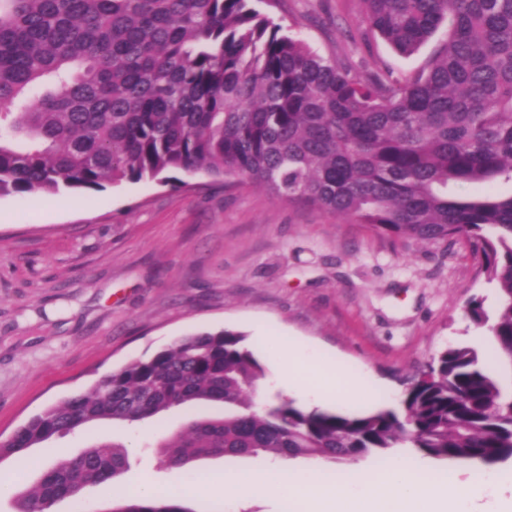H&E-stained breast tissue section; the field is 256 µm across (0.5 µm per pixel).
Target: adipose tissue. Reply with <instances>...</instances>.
I'll return each instance as SVG.
<instances>
[{"mask_svg": "<svg viewBox=\"0 0 512 512\" xmlns=\"http://www.w3.org/2000/svg\"><path fill=\"white\" fill-rule=\"evenodd\" d=\"M274 344L284 357V376L289 391L310 395L323 402L336 403L350 396L366 404L373 401L376 388L369 379L344 378L340 364L335 361H311L290 338H276Z\"/></svg>", "mask_w": 512, "mask_h": 512, "instance_id": "obj_1", "label": "adipose tissue"}]
</instances>
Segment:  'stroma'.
<instances>
[{"label": "stroma", "instance_id": "35a3bbf8", "mask_svg": "<svg viewBox=\"0 0 512 512\" xmlns=\"http://www.w3.org/2000/svg\"><path fill=\"white\" fill-rule=\"evenodd\" d=\"M258 8L321 56L359 74L424 68L447 26L412 56L381 38L363 42L359 0H260ZM499 307L480 254L466 239L399 241L300 201L277 200L234 177L122 182L98 193L0 198V440L45 406L88 390L127 362L182 336L230 329L264 370L256 396L281 394L267 343L288 336L316 359L339 360L348 377L379 386L378 407L398 406L410 378L477 328L472 296ZM224 406H180L127 425L96 423L28 449L22 484L55 457L104 442L126 445L123 484H172L156 446L190 419ZM249 456L191 463L193 512H273L277 489L228 501L205 476L254 465Z\"/></svg>", "mask_w": 512, "mask_h": 512}]
</instances>
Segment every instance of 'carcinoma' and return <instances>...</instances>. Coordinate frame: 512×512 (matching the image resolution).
<instances>
[{
	"label": "carcinoma",
	"instance_id": "carcinoma-1",
	"mask_svg": "<svg viewBox=\"0 0 512 512\" xmlns=\"http://www.w3.org/2000/svg\"><path fill=\"white\" fill-rule=\"evenodd\" d=\"M369 31L401 55L444 22L423 70L362 78L282 33L253 0H0V197L103 190L175 174L237 177L395 239H467L502 303L463 315L489 326L512 367V194L459 199L448 184L512 182V0H360ZM245 335L183 336L0 441V460L97 422L133 424L172 407L224 403L161 444L162 463L224 455L353 463L394 448L490 466L512 459V388L476 347L450 345L407 384L400 406L364 415L258 406L263 367ZM125 446L59 456L15 512L117 483ZM171 488L112 512H192Z\"/></svg>",
	"mask_w": 512,
	"mask_h": 512
}]
</instances>
